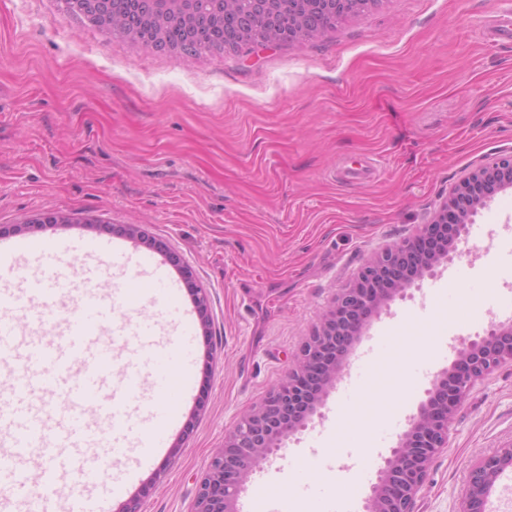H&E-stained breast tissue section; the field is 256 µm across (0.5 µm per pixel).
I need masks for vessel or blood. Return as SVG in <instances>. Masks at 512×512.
Instances as JSON below:
<instances>
[{"instance_id":"b4317fda","label":"vessel or blood","mask_w":512,"mask_h":512,"mask_svg":"<svg viewBox=\"0 0 512 512\" xmlns=\"http://www.w3.org/2000/svg\"><path fill=\"white\" fill-rule=\"evenodd\" d=\"M50 248V243L30 238L1 243L0 274L15 273L20 259L33 260ZM79 249L124 263L134 275L140 269H149L153 300L179 311L184 335L193 334V320L183 311L179 290L163 263L148 254L125 260L122 244L114 241H84ZM82 279L86 287L80 294L79 315L66 321L64 329L49 343L21 333L12 314L22 308L29 322H42L64 296L59 277L50 276L46 267L34 263L24 277L23 288L0 291V360L13 363L8 394L0 398V431L6 433L8 445L0 452L1 491L10 490L15 472L34 452L43 460V489L56 491L61 479L73 472L81 475L84 487L97 489L109 454L101 453L102 431L90 425L88 418L96 415L108 421L113 435L111 454H120L122 436L134 417L125 404L104 403L100 389L115 378L124 383L129 393H137L143 383L135 360L140 351H151L155 388L167 396L168 402L154 411V427L141 441L144 452L137 459V466L149 464L157 449L165 447L169 431L179 420L180 405L191 391V372H184L178 383H171L169 354L155 349V332L148 323L138 325L133 340L127 341L129 358L116 362L111 342L103 340L99 331L112 320L110 299H126L127 293L120 289L109 295L100 292L96 286L98 270L91 266L83 267Z\"/></svg>"}]
</instances>
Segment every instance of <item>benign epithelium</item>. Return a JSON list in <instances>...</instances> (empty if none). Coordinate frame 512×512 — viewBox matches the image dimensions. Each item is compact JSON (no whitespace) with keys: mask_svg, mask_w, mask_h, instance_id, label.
Segmentation results:
<instances>
[{"mask_svg":"<svg viewBox=\"0 0 512 512\" xmlns=\"http://www.w3.org/2000/svg\"><path fill=\"white\" fill-rule=\"evenodd\" d=\"M154 9L189 19L193 0H152ZM512 187V152L495 154L468 171L449 189L438 209L414 235L379 248L357 276L333 295L304 342L285 380L241 414L211 456L198 483L192 512H239L245 480L280 450L282 440L306 426L299 409L319 405L335 385L348 354L380 309L405 296L414 282L451 259L467 224L495 194ZM200 326L209 333L208 299L196 289ZM451 367L437 374L408 429L379 467L365 499V512H415L434 459L448 446L450 424L474 383L512 362V319L498 320L454 347ZM512 472V443L482 455L469 468L458 512H487L500 478Z\"/></svg>","mask_w":512,"mask_h":512,"instance_id":"benign-epithelium-1","label":"benign epithelium"}]
</instances>
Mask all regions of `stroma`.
<instances>
[{
  "instance_id": "stroma-1",
  "label": "stroma",
  "mask_w": 512,
  "mask_h": 512,
  "mask_svg": "<svg viewBox=\"0 0 512 512\" xmlns=\"http://www.w3.org/2000/svg\"><path fill=\"white\" fill-rule=\"evenodd\" d=\"M501 0H379L319 36L250 44L194 59L112 36L66 0H0V238L110 239L139 222L157 259L187 270L209 298L191 342L194 389L153 464L126 476L153 425L127 431L99 494L126 485L144 512H190L212 453L239 416L283 381L336 288L367 257L424 224L449 186L488 155L512 151V41L487 39ZM68 215L65 223L57 214ZM512 197L478 212L451 260L371 322L387 348L363 390L408 382L384 406L330 389L306 428L244 483L241 512H298L294 476L364 502L372 435L415 413L430 384L411 377L454 359V338L512 310L500 268ZM181 348L172 308L117 309ZM512 442V365L478 381L457 412L416 512H457L471 463ZM161 486L150 489L153 476Z\"/></svg>"
}]
</instances>
